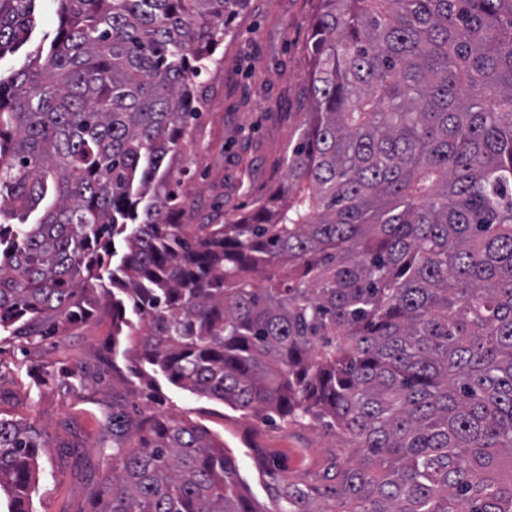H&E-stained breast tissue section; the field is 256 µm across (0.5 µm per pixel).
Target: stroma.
Returning <instances> with one entry per match:
<instances>
[{"label":"stroma","instance_id":"35a3bbf8","mask_svg":"<svg viewBox=\"0 0 512 512\" xmlns=\"http://www.w3.org/2000/svg\"><path fill=\"white\" fill-rule=\"evenodd\" d=\"M316 9L317 0H249L229 20L232 34L216 51L224 62L202 75L208 92L193 130L203 176L187 182L185 190L197 218L218 201L225 217L247 214L282 182L288 144L310 108L307 73ZM107 332L103 323L41 346L0 347V409L36 425L47 441L31 493L32 512H95L107 468L97 451L96 417L111 402L112 385H89L76 400L61 387L25 389L26 372L82 359L108 343ZM133 343V337H123L115 356L116 378L140 389L142 403L154 414L183 417L219 435L260 507H271L272 500L266 477L255 465V449H281L277 462L284 468L289 465L284 449H295L304 456L306 471L316 473L326 450L341 445L319 425L285 427L243 417L222 402L176 387L133 351Z\"/></svg>","mask_w":512,"mask_h":512}]
</instances>
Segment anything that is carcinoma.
Here are the masks:
<instances>
[{
	"mask_svg": "<svg viewBox=\"0 0 512 512\" xmlns=\"http://www.w3.org/2000/svg\"><path fill=\"white\" fill-rule=\"evenodd\" d=\"M37 2L0 0V58L28 49L0 77V342L108 320L40 384L81 397L135 328L172 384L356 445L310 482L265 465L263 509L223 443L114 380L95 512H512V0H317L284 180L222 224L182 177L248 0H59L42 34ZM44 447L0 411L8 512Z\"/></svg>",
	"mask_w": 512,
	"mask_h": 512,
	"instance_id": "carcinoma-1",
	"label": "carcinoma"
}]
</instances>
